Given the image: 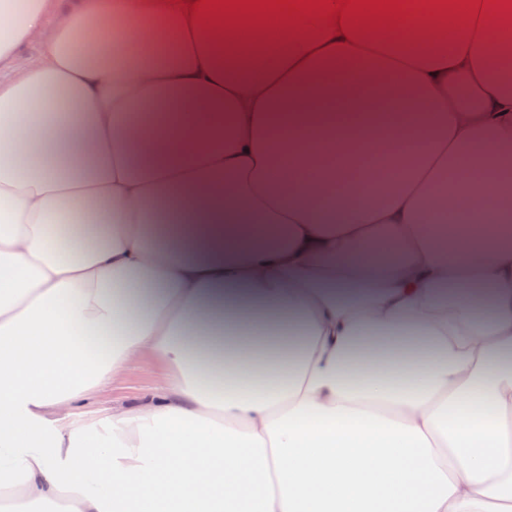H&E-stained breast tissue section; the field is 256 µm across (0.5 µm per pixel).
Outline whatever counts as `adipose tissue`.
I'll use <instances>...</instances> for the list:
<instances>
[{
  "label": "adipose tissue",
  "instance_id": "1",
  "mask_svg": "<svg viewBox=\"0 0 512 512\" xmlns=\"http://www.w3.org/2000/svg\"><path fill=\"white\" fill-rule=\"evenodd\" d=\"M190 11L0 0V512H512V0ZM169 374L168 368L159 358H147L127 377L112 382L106 390L95 396L86 408L90 416L104 413L113 403H123L162 384Z\"/></svg>",
  "mask_w": 512,
  "mask_h": 512
}]
</instances>
